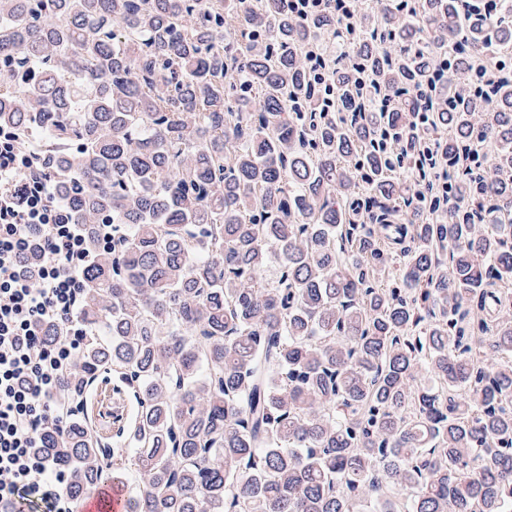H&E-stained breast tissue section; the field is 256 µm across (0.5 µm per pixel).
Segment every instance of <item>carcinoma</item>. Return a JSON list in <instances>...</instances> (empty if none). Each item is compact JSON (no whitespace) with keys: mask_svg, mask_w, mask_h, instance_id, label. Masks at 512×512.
<instances>
[{"mask_svg":"<svg viewBox=\"0 0 512 512\" xmlns=\"http://www.w3.org/2000/svg\"><path fill=\"white\" fill-rule=\"evenodd\" d=\"M401 10L354 41L290 0H0V127L92 257L41 449L73 502L512 512V0ZM102 372L122 448L83 414Z\"/></svg>","mask_w":512,"mask_h":512,"instance_id":"obj_1","label":"carcinoma"}]
</instances>
